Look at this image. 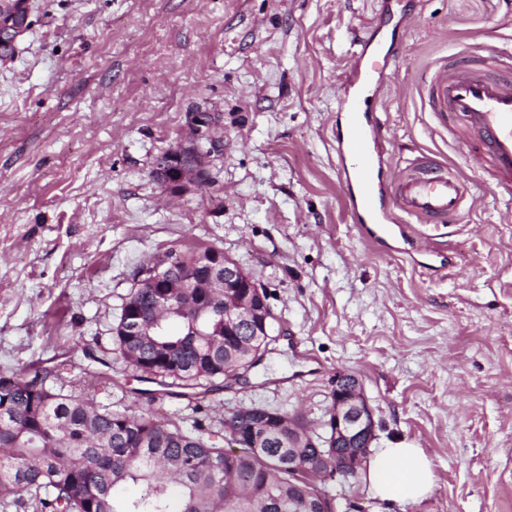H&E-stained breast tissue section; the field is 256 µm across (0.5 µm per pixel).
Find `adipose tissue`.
Returning a JSON list of instances; mask_svg holds the SVG:
<instances>
[{
    "label": "adipose tissue",
    "instance_id": "obj_1",
    "mask_svg": "<svg viewBox=\"0 0 512 512\" xmlns=\"http://www.w3.org/2000/svg\"><path fill=\"white\" fill-rule=\"evenodd\" d=\"M366 479L380 502L415 504L433 489V465L423 449L401 444L380 449L368 463Z\"/></svg>",
    "mask_w": 512,
    "mask_h": 512
}]
</instances>
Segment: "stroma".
<instances>
[{
  "instance_id": "stroma-1",
  "label": "stroma",
  "mask_w": 512,
  "mask_h": 512,
  "mask_svg": "<svg viewBox=\"0 0 512 512\" xmlns=\"http://www.w3.org/2000/svg\"><path fill=\"white\" fill-rule=\"evenodd\" d=\"M33 25L0 61V371L50 370L100 406L192 424L149 398L112 329L141 266L214 246L266 289L276 339L199 395L213 432L236 408L300 415L323 433L336 376L364 385L374 448L433 461L416 504L362 476L327 479L340 512H512V202L475 184L453 224L414 223L446 269L366 241L348 212L332 129L355 35L418 17L376 108L393 172L426 155L466 170L430 112L432 65L512 50V0H29ZM218 115L224 153L201 191L152 175Z\"/></svg>"
}]
</instances>
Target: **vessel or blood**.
I'll list each match as a JSON object with an SVG mask.
<instances>
[{
  "mask_svg": "<svg viewBox=\"0 0 512 512\" xmlns=\"http://www.w3.org/2000/svg\"><path fill=\"white\" fill-rule=\"evenodd\" d=\"M356 45L341 82L340 110L345 117L336 132L347 206L369 243L394 242L401 252L430 255L406 217L446 223L461 213L470 194L469 181L428 159L389 177L380 120L367 111L364 92L382 94L390 79L387 62L396 53L380 52L368 39H357ZM426 96L431 112L463 150L469 167L486 174L494 194L511 202L512 51H493L461 63L440 61Z\"/></svg>",
  "mask_w": 512,
  "mask_h": 512,
  "instance_id": "obj_1",
  "label": "vessel or blood"
}]
</instances>
